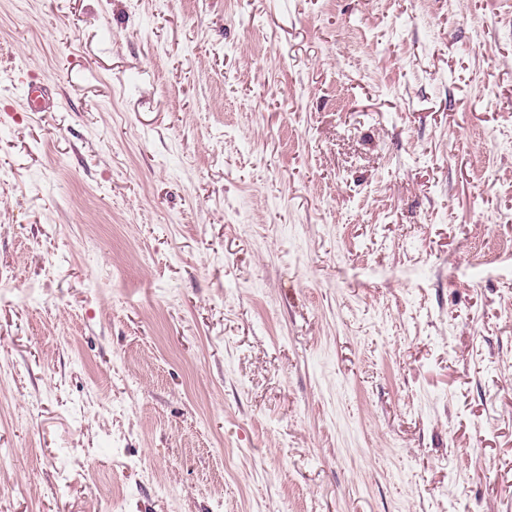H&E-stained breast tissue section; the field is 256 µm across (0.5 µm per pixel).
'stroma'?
<instances>
[{
	"label": "stroma",
	"instance_id": "obj_1",
	"mask_svg": "<svg viewBox=\"0 0 512 512\" xmlns=\"http://www.w3.org/2000/svg\"><path fill=\"white\" fill-rule=\"evenodd\" d=\"M0 512H512V0H0Z\"/></svg>",
	"mask_w": 512,
	"mask_h": 512
}]
</instances>
